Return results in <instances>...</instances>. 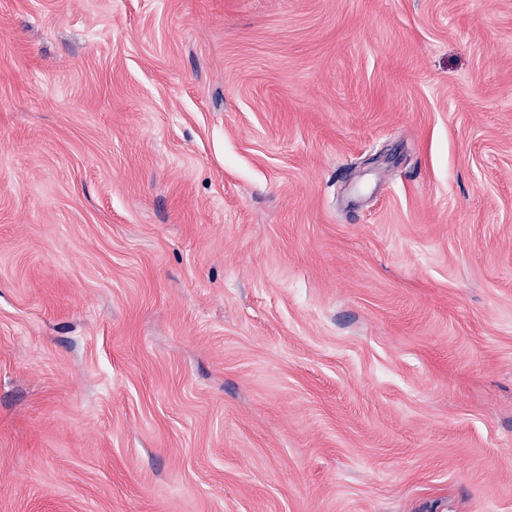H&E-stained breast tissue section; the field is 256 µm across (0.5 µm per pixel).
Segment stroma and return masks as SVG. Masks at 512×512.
Instances as JSON below:
<instances>
[{
  "label": "stroma",
  "mask_w": 512,
  "mask_h": 512,
  "mask_svg": "<svg viewBox=\"0 0 512 512\" xmlns=\"http://www.w3.org/2000/svg\"><path fill=\"white\" fill-rule=\"evenodd\" d=\"M0 512H512V0H0Z\"/></svg>",
  "instance_id": "1"
}]
</instances>
